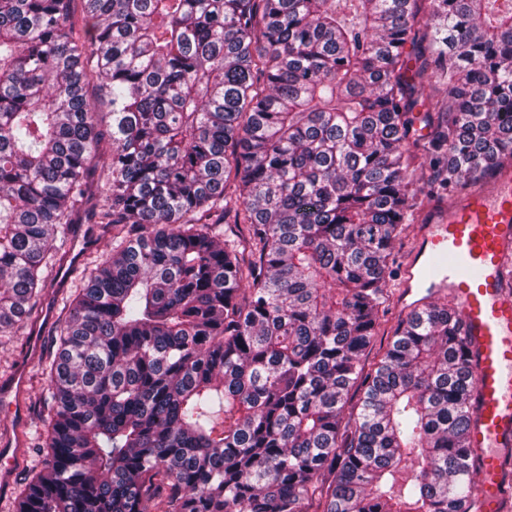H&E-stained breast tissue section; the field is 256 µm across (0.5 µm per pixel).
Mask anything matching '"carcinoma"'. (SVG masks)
Segmentation results:
<instances>
[{"mask_svg": "<svg viewBox=\"0 0 512 512\" xmlns=\"http://www.w3.org/2000/svg\"><path fill=\"white\" fill-rule=\"evenodd\" d=\"M511 160L512 0H0V336L78 225L112 240L14 512H479L448 304L365 358L418 178Z\"/></svg>", "mask_w": 512, "mask_h": 512, "instance_id": "obj_1", "label": "carcinoma"}]
</instances>
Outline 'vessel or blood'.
I'll return each instance as SVG.
<instances>
[{"mask_svg":"<svg viewBox=\"0 0 512 512\" xmlns=\"http://www.w3.org/2000/svg\"><path fill=\"white\" fill-rule=\"evenodd\" d=\"M512 168L490 186L465 189L434 202L417 226L415 246L402 269L397 303L421 306L414 291L445 298L476 363L474 399L479 422L474 447L483 449L478 484L483 512H512L502 475L504 448L512 445V299L503 285L512 276Z\"/></svg>","mask_w":512,"mask_h":512,"instance_id":"b4317fda","label":"vessel or blood"}]
</instances>
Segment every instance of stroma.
Listing matches in <instances>:
<instances>
[{"label":"stroma","instance_id":"1","mask_svg":"<svg viewBox=\"0 0 512 512\" xmlns=\"http://www.w3.org/2000/svg\"><path fill=\"white\" fill-rule=\"evenodd\" d=\"M110 248L109 237L90 225H79L63 261L47 267V290L31 319L16 334L0 338V388L9 383L14 386L8 396L0 398V439L17 434L23 438L21 459L13 467L12 478L0 485V512H12L22 478L40 461L35 448L37 434L44 427L39 400L48 394L42 363L52 349V332L60 318L62 299L82 285L89 269Z\"/></svg>","mask_w":512,"mask_h":512}]
</instances>
